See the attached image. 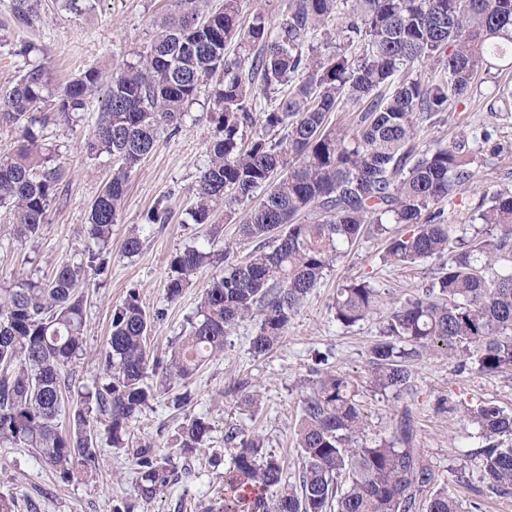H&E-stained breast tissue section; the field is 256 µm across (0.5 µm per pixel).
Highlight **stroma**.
<instances>
[{
	"label": "stroma",
	"instance_id": "35a3bbf8",
	"mask_svg": "<svg viewBox=\"0 0 512 512\" xmlns=\"http://www.w3.org/2000/svg\"><path fill=\"white\" fill-rule=\"evenodd\" d=\"M11 3L0 0V23L10 25L14 38L45 48L51 82L56 86L91 67L107 69L136 60L153 38L155 19L166 9L165 0H89L84 11L72 14L59 10L55 0H41L39 26L19 28L12 24ZM494 89L493 81L482 83L480 93L450 106L439 123L419 132L424 149L447 146L485 129L492 133L491 142L477 155L474 180L445 205L453 224L468 223L484 194L512 186V114L488 110ZM100 110L101 100L96 97L78 123L58 121L39 129L40 140L54 149L64 178L44 224L30 241L13 240L10 215L0 209V288L26 275L49 278L63 259L87 245L89 207L109 174L107 161L87 160L82 151ZM213 134L210 104L202 95L190 106L180 132L161 139L133 174L120 220L112 228L108 272L92 278L85 290V352L76 369L77 385L101 378L100 355L107 345L112 310L129 291L137 292L146 311L163 313L147 339L148 350L159 357L168 352L195 312L211 269H199L191 286L173 303L165 297V283L171 255L194 244L199 234L188 210L198 172L208 161L206 147ZM163 197L172 209L169 223L153 225L142 251L124 256L120 244L125 234L131 225L142 224L146 212ZM383 252V242L365 239L338 258L269 355L257 358L250 352L254 321H242L230 330L223 355L205 364L188 384L193 412L205 415L213 426L211 438L191 457L177 458V483L156 499L145 502L136 496L130 458L104 442L97 449L92 473L65 484L55 480L52 470L39 463L31 449L0 444V492L14 497L15 512H112L113 503L121 499L130 504L132 512H204L224 485L223 462L229 457L224 432L231 425L246 434L260 432L265 448L281 459L285 477L295 480L299 455L293 435L301 417V400L313 387L314 369L322 367L361 383L359 400L367 438H392L401 409L410 408L413 445L420 448L440 480L447 482L449 491L462 501L480 502L483 512H512V497L490 493L479 478L472 458L479 446L473 428L452 418L442 404L446 397L466 404L491 400L512 411V373L479 375L454 352L436 349L413 362L411 386L400 397L373 393L366 385L368 352L380 333L383 316L378 313L354 326H342L331 310L338 286L349 278H368L385 290L390 302L420 291L437 266L433 259L387 264ZM243 379L256 386L257 404L237 400L233 386ZM181 420L170 397L160 396L133 422L131 441L136 446L170 444ZM462 467L469 476L459 483L452 472ZM32 501L37 502V510L29 509Z\"/></svg>",
	"mask_w": 512,
	"mask_h": 512
}]
</instances>
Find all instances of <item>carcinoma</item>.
Masks as SVG:
<instances>
[{
    "label": "carcinoma",
    "instance_id": "cac0c4a2",
    "mask_svg": "<svg viewBox=\"0 0 512 512\" xmlns=\"http://www.w3.org/2000/svg\"><path fill=\"white\" fill-rule=\"evenodd\" d=\"M171 2L137 61L87 69L57 89L46 63L32 60L40 52L35 43L0 33V56L23 61L13 86L0 93V126L20 132L16 148L0 157V208L12 216L13 238L38 234L63 176L35 124L70 122L101 92L102 111L82 150L91 161L112 160L89 210L96 248L62 261L47 280L23 277L0 288V441L32 449L68 483L89 473L102 428L110 447L129 452L137 496L156 498L178 479L172 454L150 444L129 447L132 422L159 390L186 382L224 353L226 336L245 318L257 325L250 353L270 354L336 259L368 234L384 239L387 263L442 260L421 293L392 302L370 347L373 392L408 390L411 363L435 348L462 354L484 375L512 371V188L483 196L468 224L448 223L439 207L474 179L475 155L492 134L417 147V121L439 122L472 92L479 68H512V0H288L278 21L257 13L245 28L238 25L240 0H223L207 13L198 0ZM11 14L19 27L41 22L38 0H12ZM337 20L346 42L314 43ZM234 38L241 52L230 59ZM423 59L440 67L431 80L395 81ZM207 85L215 131L189 210L201 239L171 256L167 301L192 285L199 268L215 272L167 358L147 350L160 314L128 292L112 310L104 377L73 396L72 366L85 340L79 288L107 270L112 226L132 173L161 135L180 131ZM488 107L512 112V88H498ZM335 112L357 113L355 133L329 123ZM259 188L264 195L238 225V241L215 250L223 231L212 223L215 210L224 209L230 223L235 206ZM170 211L168 200H158L124 237L121 252L138 254L145 227L166 223ZM391 224L410 233L393 236ZM382 301L375 284L353 278L337 289L331 310L350 327ZM152 374L160 387L146 382ZM315 375L296 432L298 481L283 479L261 436L232 428L224 435L232 447L224 498L206 512H464L412 446L407 416L394 439L370 441L359 386L337 371ZM448 412L476 430L486 487L511 496L512 412L489 401ZM211 432L204 416H185L179 454L195 453Z\"/></svg>",
    "mask_w": 512,
    "mask_h": 512
}]
</instances>
